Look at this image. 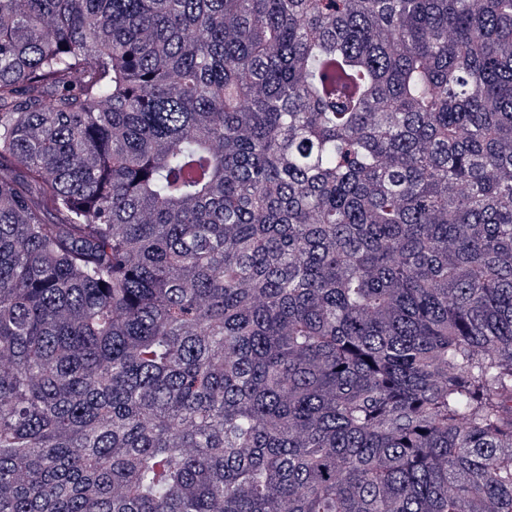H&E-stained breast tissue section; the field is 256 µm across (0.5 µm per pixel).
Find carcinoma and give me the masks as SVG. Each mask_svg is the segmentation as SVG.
<instances>
[{
	"mask_svg": "<svg viewBox=\"0 0 512 512\" xmlns=\"http://www.w3.org/2000/svg\"><path fill=\"white\" fill-rule=\"evenodd\" d=\"M0 512H512V0H0Z\"/></svg>",
	"mask_w": 512,
	"mask_h": 512,
	"instance_id": "carcinoma-1",
	"label": "carcinoma"
}]
</instances>
